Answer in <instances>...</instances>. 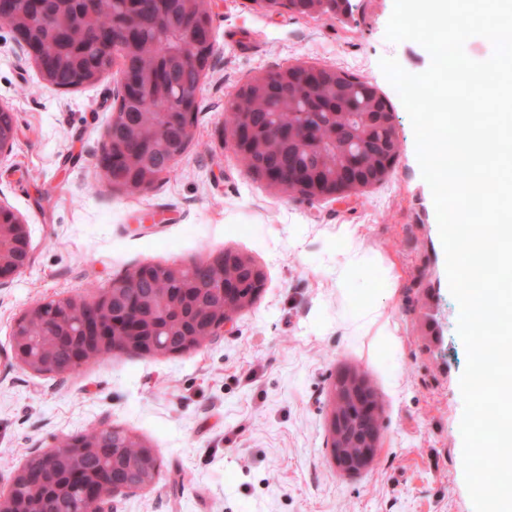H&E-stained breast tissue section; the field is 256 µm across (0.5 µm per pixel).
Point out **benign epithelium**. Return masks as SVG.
Wrapping results in <instances>:
<instances>
[{
	"label": "benign epithelium",
	"instance_id": "obj_1",
	"mask_svg": "<svg viewBox=\"0 0 512 512\" xmlns=\"http://www.w3.org/2000/svg\"><path fill=\"white\" fill-rule=\"evenodd\" d=\"M181 32L183 35L182 63L194 69L199 78H204L215 45L212 24L206 7L187 15ZM314 70L303 65L297 70L283 74V82L306 86ZM230 138L236 151L256 152L279 142L283 133L273 128L265 135L254 134L250 125L243 123L230 131ZM103 183L110 189L126 193H141L149 189L157 175L144 173L137 181L124 184L112 182L110 174L100 170ZM384 170L373 175L361 152L343 146L339 151L336 173L307 175L288 169H270L263 172L266 181L283 188L292 182L304 190L310 199L334 198L370 187L373 177H382ZM29 235L25 220L14 215L10 223L0 221V287L10 278L22 273L30 263ZM199 260H191L169 266L173 283L177 289L169 293V302L178 303L185 295L186 272L193 269ZM241 265L252 272L255 282L262 281L261 268L250 260L232 253H224V259L212 260L208 265L213 269L223 297V306L206 311L198 319L195 330L186 334L183 345L170 350L158 343L155 331L159 317L155 297L139 294L141 280L149 275V269L138 267L124 278L112 282L102 293L86 297H67L62 302L76 308L80 335L75 341L78 360L87 356L107 352L125 354L187 353L197 350L217 336L224 334L235 314L251 305L253 295L241 290L235 277L224 275V268ZM44 303L30 306L16 321L13 332V354L23 367L36 373L58 374L48 349L56 337L44 335L39 341H30L24 326L41 320ZM332 459L339 474L350 476L365 471L376 457L381 436L380 406L368 382L355 373L340 375L334 386V408L331 418ZM96 444L87 442L79 448L67 449L70 465L79 469L86 456L95 452ZM27 481L24 468L14 471L10 478L8 495L0 496V512H43L42 502L34 494L26 493ZM126 491L124 487L111 485L106 478L98 483L81 488V497L86 504L84 512H112V498Z\"/></svg>",
	"mask_w": 512,
	"mask_h": 512
}]
</instances>
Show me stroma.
Segmentation results:
<instances>
[{"instance_id":"stroma-1","label":"stroma","mask_w":512,"mask_h":512,"mask_svg":"<svg viewBox=\"0 0 512 512\" xmlns=\"http://www.w3.org/2000/svg\"><path fill=\"white\" fill-rule=\"evenodd\" d=\"M353 2L339 19L213 0L194 139L174 173L136 194L109 190L96 167L118 70L46 87L0 23V104L17 127L0 202L26 220L31 253L0 286V495L34 451L104 424L161 461L151 486L115 496L114 512H474L459 307L412 124L379 66L393 58L420 73L431 58L386 39L393 0ZM295 65L337 67L388 96L400 151L381 183L310 199L243 165L226 109L255 79ZM227 250L261 267L264 287L202 348L116 355L64 376L15 362L12 329L35 302ZM345 371L368 379L382 416L374 464L351 476L330 451L332 388Z\"/></svg>"}]
</instances>
